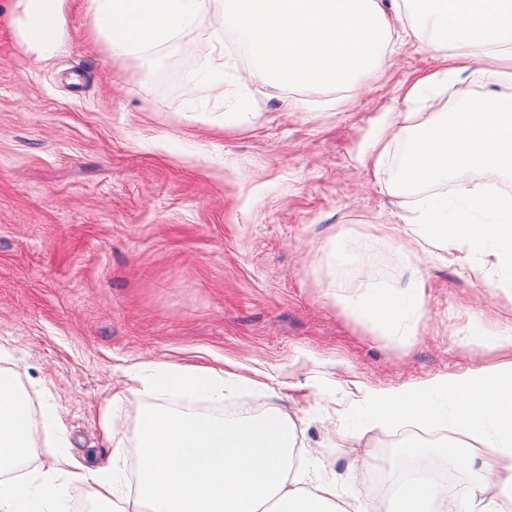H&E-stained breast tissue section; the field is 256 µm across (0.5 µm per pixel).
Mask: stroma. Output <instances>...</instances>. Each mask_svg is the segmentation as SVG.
<instances>
[{
    "mask_svg": "<svg viewBox=\"0 0 512 512\" xmlns=\"http://www.w3.org/2000/svg\"><path fill=\"white\" fill-rule=\"evenodd\" d=\"M14 3L0 0V369H20L35 413L53 404L74 457L110 459L101 411L118 394L136 418L149 400L127 375L150 362L239 374L225 408L257 400L290 415L314 451L302 466L351 503L372 491L363 452L447 439L405 426L341 448L332 428L361 426L367 388L471 367L478 337L512 327L489 261L400 252L394 229L416 194L396 154L371 158L384 127L427 111L406 96L413 78L456 66V50L406 39L340 98L241 87L235 72L253 60L228 34L215 86L206 15L146 68L111 50L90 0H67L63 47L37 57ZM462 86L498 88L480 58L442 104ZM363 261L389 288L418 272L420 336L400 342L344 310Z\"/></svg>",
    "mask_w": 512,
    "mask_h": 512,
    "instance_id": "35a3bbf8",
    "label": "stroma"
}]
</instances>
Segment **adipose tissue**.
Wrapping results in <instances>:
<instances>
[{
  "label": "adipose tissue",
  "instance_id": "adipose-tissue-1",
  "mask_svg": "<svg viewBox=\"0 0 512 512\" xmlns=\"http://www.w3.org/2000/svg\"><path fill=\"white\" fill-rule=\"evenodd\" d=\"M93 0L95 23L114 50L144 53L165 43L201 13L214 34L230 32L248 47L253 67L238 81L274 78L279 86L339 92L356 90L362 76L378 71L394 50L395 19L415 16L431 48H460V61L478 54L491 61L505 92L485 98L458 92L454 109L418 112L410 126L388 128L376 145L384 159L403 141L399 181L421 190L453 182L454 197L422 200L398 229L407 254L428 247L454 250L464 259H490L512 282V196L470 189L472 174L494 180L512 176V0ZM364 297L348 307L387 335L407 341L417 334L424 288L412 278L403 288H382L370 266L360 268ZM498 358L391 389H368L360 400L362 427H340L346 446L404 423L448 429L454 441L413 446L391 460L392 469L417 457L455 461L468 474L464 496L448 495L447 479L403 481L388 497L365 496L357 512H500L512 492V328L487 341ZM135 389L155 398L127 425L120 396H113L101 424L113 437L130 436L136 478L128 480L125 450L113 448L108 465L91 469L70 452L56 416L34 418L16 371H0V512H69L68 488L84 486L98 512H345L335 486L292 464L297 429L276 408L258 416L227 419L190 408L173 411L170 394L219 403L237 378L221 371L174 365L141 366L128 375ZM56 448L49 468L36 477H14L35 457L46 437Z\"/></svg>",
  "mask_w": 512,
  "mask_h": 512
}]
</instances>
